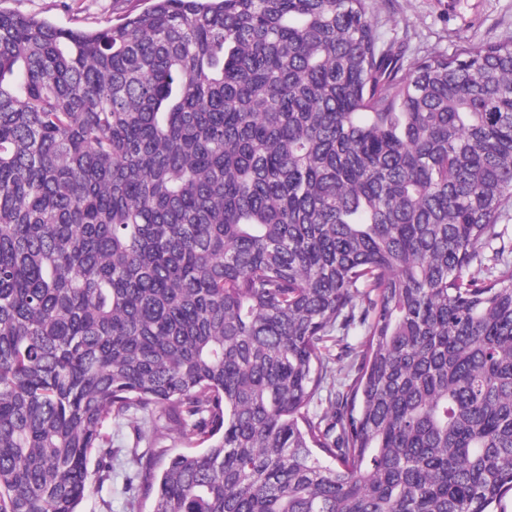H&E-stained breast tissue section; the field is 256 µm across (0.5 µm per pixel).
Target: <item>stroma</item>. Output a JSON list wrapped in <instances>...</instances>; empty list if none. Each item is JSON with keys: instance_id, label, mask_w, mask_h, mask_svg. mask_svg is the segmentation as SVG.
<instances>
[{"instance_id": "obj_1", "label": "stroma", "mask_w": 512, "mask_h": 512, "mask_svg": "<svg viewBox=\"0 0 512 512\" xmlns=\"http://www.w3.org/2000/svg\"><path fill=\"white\" fill-rule=\"evenodd\" d=\"M61 27L94 29L145 9L147 0H0ZM372 19L406 62L463 46L512 39V0H374Z\"/></svg>"}]
</instances>
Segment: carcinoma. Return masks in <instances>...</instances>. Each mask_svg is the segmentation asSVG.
I'll list each match as a JSON object with an SVG mask.
<instances>
[{"instance_id":"cac0c4a2","label":"carcinoma","mask_w":512,"mask_h":512,"mask_svg":"<svg viewBox=\"0 0 512 512\" xmlns=\"http://www.w3.org/2000/svg\"><path fill=\"white\" fill-rule=\"evenodd\" d=\"M371 9L0 7V512L112 497L131 412L149 512L512 492V41L407 66ZM147 0H5L2 7L48 19L61 27L95 29L145 9Z\"/></svg>"}]
</instances>
